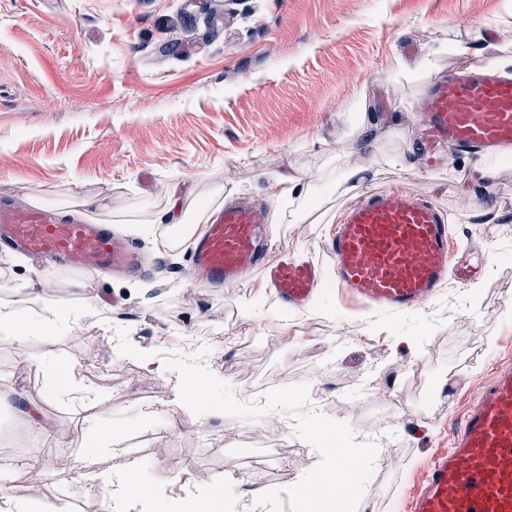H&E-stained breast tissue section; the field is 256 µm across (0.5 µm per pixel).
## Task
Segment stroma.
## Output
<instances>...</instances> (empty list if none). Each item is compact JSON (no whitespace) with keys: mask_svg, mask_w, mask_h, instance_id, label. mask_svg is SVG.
I'll list each match as a JSON object with an SVG mask.
<instances>
[{"mask_svg":"<svg viewBox=\"0 0 512 512\" xmlns=\"http://www.w3.org/2000/svg\"><path fill=\"white\" fill-rule=\"evenodd\" d=\"M477 26L491 46L512 47V0H218L212 12L189 0H0V203L35 199L60 214L93 196L98 205L82 218L139 222L137 241L161 258L151 273L115 281L58 268L35 300L16 292L33 261L0 247V300L29 313L69 310L82 325L23 355L0 338V376L39 399L46 422L18 445L13 409L0 407V467L41 459L42 499L102 512L55 473L92 411L42 399L57 369L98 386L114 438L132 434L155 449L142 473L157 495L221 483L229 512H256L255 489L294 485L320 460L295 433L296 410L199 422L176 398L177 375L120 354L112 336L126 329L134 348L155 352L189 331L215 337L203 363L232 388L253 376L316 382L327 417L379 444L360 512H406L429 456L447 447L494 367L512 360V324L500 320L512 306V163L473 187L478 206L468 208L448 184L449 163L467 154L426 153L405 134L421 125L427 82L390 78L449 31ZM363 115L380 125L377 138L360 136ZM340 157L366 189L403 186L469 214L454 227L455 246L482 250L479 292L452 283L417 309L388 314L329 291L289 311L257 275L197 287L188 244L162 252L155 243L154 231L195 223L200 202L217 211L248 197L268 204L266 230L280 248L315 255L332 278L324 241L346 204L329 195ZM289 176L300 177L304 200L324 202L301 223L281 218L288 204L270 192Z\"/></svg>","mask_w":512,"mask_h":512,"instance_id":"stroma-1","label":"stroma"}]
</instances>
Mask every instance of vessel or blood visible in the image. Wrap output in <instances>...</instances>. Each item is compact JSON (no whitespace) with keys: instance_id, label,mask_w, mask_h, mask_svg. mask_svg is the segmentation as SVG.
I'll list each match as a JSON object with an SVG mask.
<instances>
[{"instance_id":"vessel-or-blood-1","label":"vessel or blood","mask_w":512,"mask_h":512,"mask_svg":"<svg viewBox=\"0 0 512 512\" xmlns=\"http://www.w3.org/2000/svg\"><path fill=\"white\" fill-rule=\"evenodd\" d=\"M422 146L451 151H512V81L450 71L424 100ZM260 207L220 209L190 249L196 284L234 287L258 273L285 308L299 310L323 279L312 256L278 249L264 238ZM83 274L140 273L142 255L110 225L59 221L42 206L0 204V244ZM453 226L431 197L376 188L347 206L326 244L340 296L387 313L415 309L449 282L466 284L485 265L482 252L456 259ZM408 512H512V362L501 363L466 406L451 443L425 467Z\"/></svg>"}]
</instances>
